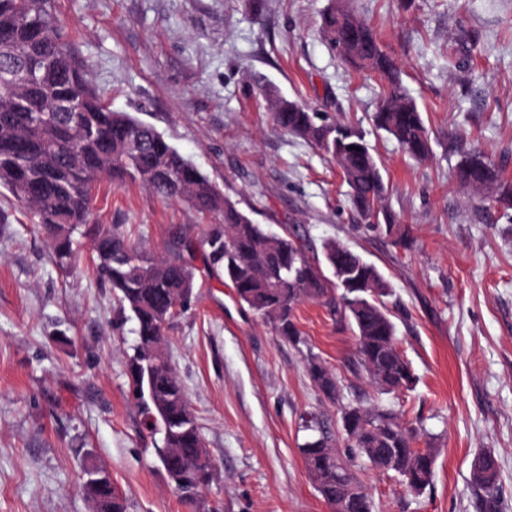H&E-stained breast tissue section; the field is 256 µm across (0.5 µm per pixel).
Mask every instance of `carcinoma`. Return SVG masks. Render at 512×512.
<instances>
[{
    "mask_svg": "<svg viewBox=\"0 0 512 512\" xmlns=\"http://www.w3.org/2000/svg\"><path fill=\"white\" fill-rule=\"evenodd\" d=\"M47 0H0V35L11 40L21 71L0 77V189L7 190L54 238V257L63 266L73 252L72 236L89 223L101 178L115 185L138 182L166 200H183L218 220L202 242L206 259L224 274L241 305L269 323L293 345L306 344L296 311L319 301L357 338L352 368L363 370L382 394L409 388L415 376L397 346V327L384 298L391 286L378 268L345 245L328 241L323 258L312 257L301 239L286 230L271 232L249 218L208 176L185 158L153 126L105 104L80 66ZM324 40L350 64L383 80L376 126L417 160L431 153L430 138L393 57L374 30L343 7L322 17ZM278 128L309 139L336 160L350 188V202L364 220L384 224L402 241L407 233L382 206L385 183L364 137L348 126L328 124L319 113L284 100L273 104ZM454 176L463 186L498 203L512 202V180L481 155L467 153ZM95 269L112 288L120 308L136 321L137 344L128 373L143 425L161 429L156 448L161 467L183 502L194 505L211 478V463L184 390L161 358L166 323L187 307L194 293L192 270L184 263L146 256L125 240L116 224L98 229ZM309 375L328 400H338V384L314 354ZM344 430L358 455L382 471H393L415 493L430 485L435 454L417 448L418 432L384 406L344 405ZM306 468L332 512H371V501L350 465L336 454L324 431L301 448ZM499 463L479 454L472 483L485 512H498ZM95 512H125L122 496L104 477L85 485Z\"/></svg>",
    "mask_w": 512,
    "mask_h": 512,
    "instance_id": "carcinoma-1",
    "label": "carcinoma"
}]
</instances>
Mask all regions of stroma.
Listing matches in <instances>:
<instances>
[{"label": "stroma", "instance_id": "35a3bbf8", "mask_svg": "<svg viewBox=\"0 0 512 512\" xmlns=\"http://www.w3.org/2000/svg\"><path fill=\"white\" fill-rule=\"evenodd\" d=\"M340 5L375 30L429 130L418 162L374 125L382 82L321 34ZM75 57L113 110L153 125L237 206L312 254L335 240L389 280L385 300L411 389L378 393L352 370L356 337L317 303L297 309L296 346L241 307L201 250L214 219L137 183L101 181L95 213L68 265L30 212L0 191V512H93L86 472L109 475L127 512H331L306 469L309 421L349 453L341 406L394 409L432 447L433 481L409 491L365 460L356 471L372 512H481L471 466L500 464L499 512H512V206L481 200L450 177L483 153L512 178V0H47ZM286 98L360 131L381 168L384 207L404 242L348 203L336 163L275 128ZM119 225L156 258L196 270L186 310L165 327V352L212 462L197 506L183 503L130 392L136 323L92 270L98 225ZM335 376L329 401L308 355Z\"/></svg>", "mask_w": 512, "mask_h": 512}]
</instances>
